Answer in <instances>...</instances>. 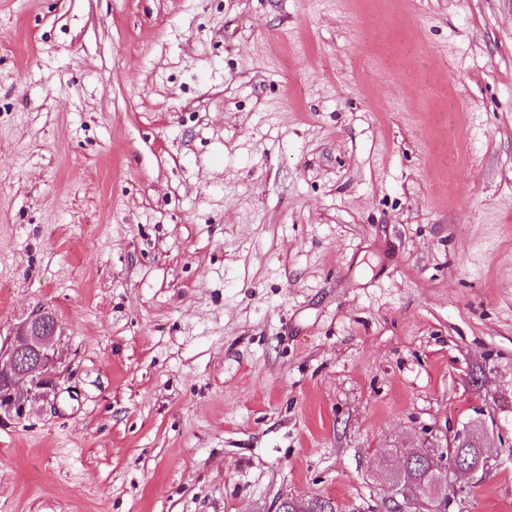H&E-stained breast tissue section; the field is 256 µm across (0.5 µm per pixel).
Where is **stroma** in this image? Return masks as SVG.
Returning a JSON list of instances; mask_svg holds the SVG:
<instances>
[{
    "label": "stroma",
    "mask_w": 512,
    "mask_h": 512,
    "mask_svg": "<svg viewBox=\"0 0 512 512\" xmlns=\"http://www.w3.org/2000/svg\"><path fill=\"white\" fill-rule=\"evenodd\" d=\"M0 512H390L485 421L512 512V0H0ZM58 325L54 315L43 307L36 308L30 316L17 325L13 338L5 348H0V376L15 375L20 379L15 386L10 387L9 394L14 401L22 406L21 418H24L28 400L40 398L48 402L52 392L43 391L46 385L57 388L60 378L59 367L54 352V340L57 336ZM28 339L32 349L19 345V341ZM28 387L23 388L20 384ZM23 388L26 399H19L14 389Z\"/></svg>",
    "instance_id": "stroma-1"
}]
</instances>
